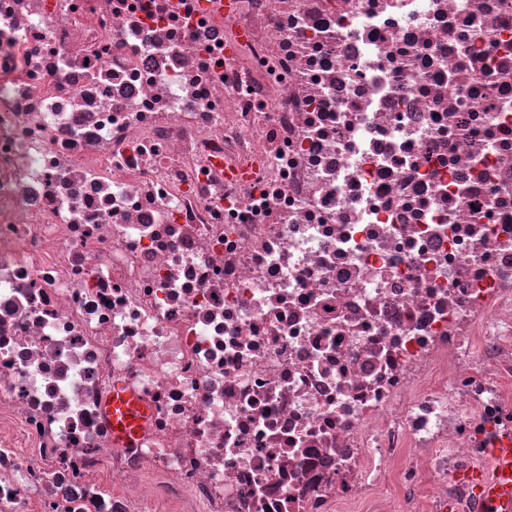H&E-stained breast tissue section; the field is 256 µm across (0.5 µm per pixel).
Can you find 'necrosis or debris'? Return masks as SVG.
Returning <instances> with one entry per match:
<instances>
[{
	"label": "necrosis or debris",
	"mask_w": 512,
	"mask_h": 512,
	"mask_svg": "<svg viewBox=\"0 0 512 512\" xmlns=\"http://www.w3.org/2000/svg\"><path fill=\"white\" fill-rule=\"evenodd\" d=\"M200 3L0 0V512H486L512 0ZM105 412L112 428V440L120 446L135 442L149 416L147 407L132 392L120 387L112 390Z\"/></svg>",
	"instance_id": "4bbe7bcc"
}]
</instances>
